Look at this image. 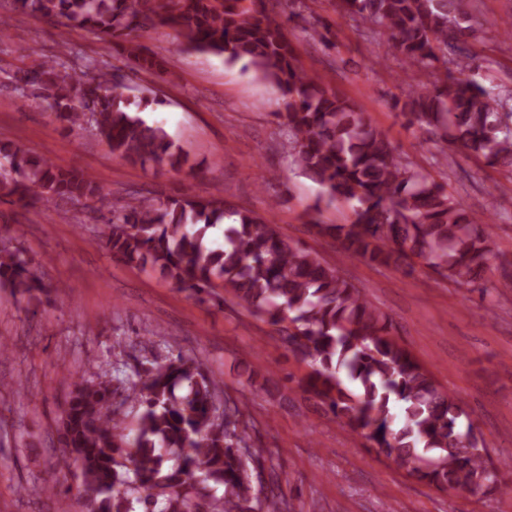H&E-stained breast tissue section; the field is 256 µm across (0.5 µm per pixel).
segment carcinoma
Here are the masks:
<instances>
[{"label":"carcinoma","instance_id":"1","mask_svg":"<svg viewBox=\"0 0 512 512\" xmlns=\"http://www.w3.org/2000/svg\"><path fill=\"white\" fill-rule=\"evenodd\" d=\"M23 13L57 17L75 31L126 41L149 25L172 27L189 51L242 64L280 93L277 118L299 173L351 206L348 224H320L348 257L389 265L421 258L460 288L482 279L492 255L487 225L445 187L404 162L387 136L351 98L324 87L296 64L284 21L265 0H12ZM357 24H381L408 67H431V87L410 91L408 123L434 133L491 166L512 169V135H501L505 99L468 78L472 59L460 44L474 32L469 0H339ZM139 70L162 73L153 55L132 46ZM47 91L71 127L87 120L130 163L182 155L167 131L129 109L114 73L84 82L57 57L24 76ZM92 198L90 175L63 170L15 143L0 144V199L26 207L38 198ZM223 227L222 241L212 230ZM103 242L124 262L158 271L190 298L224 305V291L277 327L311 371L302 380L340 423L368 431L380 453L439 490L487 493L500 468L460 401L390 334L362 291L316 255L284 238L271 221L221 198L143 200L112 207ZM0 288L30 302L52 289L24 250L0 244ZM136 426L126 425L127 407ZM247 402L192 357L145 361L125 377L72 381L60 417L58 466L78 483L82 512H288L276 488L255 492L248 468L262 449L241 428Z\"/></svg>","mask_w":512,"mask_h":512}]
</instances>
